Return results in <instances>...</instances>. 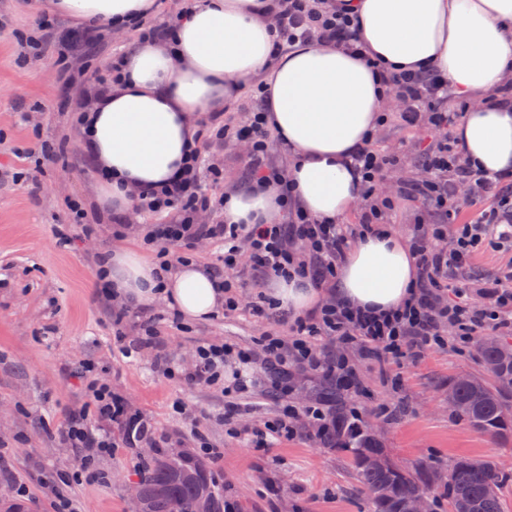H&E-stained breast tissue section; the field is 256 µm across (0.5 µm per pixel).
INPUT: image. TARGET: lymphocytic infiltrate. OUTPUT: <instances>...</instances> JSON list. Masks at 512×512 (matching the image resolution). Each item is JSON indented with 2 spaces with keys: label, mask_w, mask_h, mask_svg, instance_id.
<instances>
[{
  "label": "lymphocytic infiltrate",
  "mask_w": 512,
  "mask_h": 512,
  "mask_svg": "<svg viewBox=\"0 0 512 512\" xmlns=\"http://www.w3.org/2000/svg\"><path fill=\"white\" fill-rule=\"evenodd\" d=\"M281 43L303 40L333 42L352 48L354 14L346 0H278L272 15ZM391 95L402 104L401 119L409 126L427 123L432 135L420 152L422 177L402 181L396 197L378 193L380 182L398 162L393 154L371 147L360 149L355 165L361 174V199L365 204L358 224H323L311 219L290 199L288 172L269 159L273 133L264 109L247 114L244 121L228 124L220 111L206 113L199 136L214 140L245 142V167L249 182H262L279 189L288 220L283 224H227L216 214L223 198L212 189L224 181L223 168L206 163L200 149H193L184 173L168 183L138 190L136 208L166 216L163 224L150 225L144 241L156 250L160 266H168L174 255L193 250L200 240L220 246L221 266L216 279L224 283V306L236 310L239 279L230 271L250 268L263 279L296 276L325 291L321 306L312 314L295 318L290 337L276 333L261 336L260 357L238 351L235 385H243L254 360L273 370L278 383L293 380L304 372L328 381L347 396L360 394L356 366L328 348L336 342L353 345L374 355L382 363L419 359L433 347L456 352L471 348L483 336L512 335V271L503 277L471 286L460 277L476 249L485 243L512 242V174L489 177L463 162L452 136L460 113L451 108L452 92L434 76L386 75ZM420 202L434 220L415 225L411 248L417 277L408 301L385 312L366 311L337 298L336 273L354 240L374 233L383 224L395 198ZM475 213L472 221L456 223L462 209ZM213 214L211 223L199 221L200 214ZM228 344H203L197 362L186 380L194 386L214 387L224 382V356ZM86 391L105 420L118 424L123 440L134 447L151 437L152 429L129 411L126 401L110 387L88 382ZM305 418L316 437L322 438L358 426L357 408H331L327 399L315 397L300 407L284 404L277 419L248 430L255 447H266L268 439L295 435L294 422ZM63 441L84 451L81 469L93 473L100 454L111 452L115 443L109 432H98L83 414L73 413L61 430Z\"/></svg>",
  "instance_id": "obj_1"
}]
</instances>
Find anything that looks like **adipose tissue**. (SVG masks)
Returning <instances> with one entry per match:
<instances>
[{
	"label": "adipose tissue",
	"instance_id": "1",
	"mask_svg": "<svg viewBox=\"0 0 512 512\" xmlns=\"http://www.w3.org/2000/svg\"><path fill=\"white\" fill-rule=\"evenodd\" d=\"M356 49L299 44L274 55L270 16L275 0H197L173 40L137 45L121 82L87 109L79 133L106 174L102 213L135 206L139 187L182 172L194 144L193 119L233 105L239 89L265 73L267 121L292 156L288 177L305 213L333 224L360 199L351 155L369 142L388 96L381 73L435 72L468 108L453 130L462 156L488 176L512 172V0H353ZM52 9L82 21L126 27L153 0H53ZM277 193L252 186L224 197L231 224H270ZM415 259L404 239L384 230L351 246L336 294L374 311L399 307L415 282ZM117 298L147 306L164 300L186 320L216 314L224 290L194 261L157 271L124 250L101 269ZM268 293L295 314L317 308L321 290L299 278L278 279Z\"/></svg>",
	"mask_w": 512,
	"mask_h": 512
}]
</instances>
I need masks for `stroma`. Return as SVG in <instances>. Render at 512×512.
<instances>
[{
	"mask_svg": "<svg viewBox=\"0 0 512 512\" xmlns=\"http://www.w3.org/2000/svg\"><path fill=\"white\" fill-rule=\"evenodd\" d=\"M45 4L0 0V497L21 499L29 512H48L49 478L81 466L78 450L56 436L68 413L86 410L93 427H109L93 413L86 393L92 380L121 394L163 446L201 458L237 512H372L369 497L359 490L352 452L324 447L304 422H297L296 436L266 448L246 439L245 430L263 426L281 411L270 385L255 382L226 394L164 377L154 368L153 351L125 354L145 316L186 372L195 364L199 345L227 342L254 350L268 326L249 312L255 291L246 288L238 309L217 317L188 322L160 300L130 311L123 332H116L118 303L97 293V257L132 249L154 260L155 251L142 242L153 218L128 212L129 227L120 235L108 219L89 234L66 224L65 199L96 201L100 179L85 166L77 143L72 105L81 99L82 88L59 76L60 65L79 61L65 48L54 61L22 47L23 40L55 38L74 26V19L47 13ZM44 17L49 25L42 28L38 22ZM137 42L131 30L108 28L96 53L79 63L90 73L105 70L114 53ZM382 111L387 120L377 128L372 146L400 160L381 186L382 194L390 195L399 181L419 176L425 131L402 122L395 99H388ZM44 140L64 141L66 163L39 162L38 145ZM201 148L223 165L225 191L244 184V145L228 141L217 151L206 141ZM509 266L512 247L486 245L462 277L492 279ZM344 354L359 367L363 393L355 403L384 455L401 469L424 467L436 476L432 512H448L442 479L461 457L496 463L508 477L503 512H512V437L492 439L448 409L449 379L483 374L478 350H434L415 363L383 369L358 348ZM88 362L94 370L81 377ZM180 401L195 410L197 424L176 412ZM202 440L213 456L203 455ZM138 464L134 449H113L97 463L99 480L75 482L63 492L78 512H137L130 487Z\"/></svg>",
	"mask_w": 512,
	"mask_h": 512,
	"instance_id": "35a3bbf8",
	"label": "stroma"
}]
</instances>
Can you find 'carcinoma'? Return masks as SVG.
I'll list each match as a JSON object with an SVG mask.
<instances>
[{"label":"carcinoma","instance_id":"1","mask_svg":"<svg viewBox=\"0 0 512 512\" xmlns=\"http://www.w3.org/2000/svg\"><path fill=\"white\" fill-rule=\"evenodd\" d=\"M505 344L480 346L482 362L494 373L491 384L477 376L448 381L456 414L474 430L493 439L512 435L505 391L512 389V365L501 360ZM334 445L355 457L360 490L373 500L374 512H403L412 498L428 492L434 477L412 474L392 464L363 427L350 435H336ZM505 477L489 459L462 458L448 469V512H502ZM136 488L140 512H200V495L208 489V512H224V493L189 455L156 448L140 456Z\"/></svg>","mask_w":512,"mask_h":512}]
</instances>
